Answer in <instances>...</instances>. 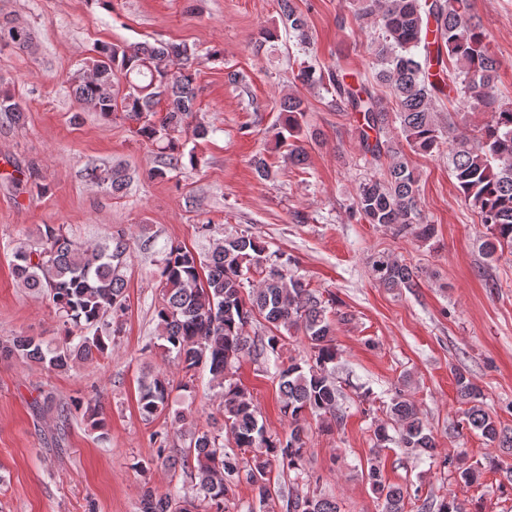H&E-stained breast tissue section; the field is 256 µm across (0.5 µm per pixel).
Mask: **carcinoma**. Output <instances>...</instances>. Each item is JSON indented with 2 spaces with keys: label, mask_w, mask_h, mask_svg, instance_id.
Segmentation results:
<instances>
[{
  "label": "carcinoma",
  "mask_w": 512,
  "mask_h": 512,
  "mask_svg": "<svg viewBox=\"0 0 512 512\" xmlns=\"http://www.w3.org/2000/svg\"><path fill=\"white\" fill-rule=\"evenodd\" d=\"M281 18L306 51L312 35L305 16L293 0H278ZM358 20H371L379 29L372 47L373 82L353 84L334 67L302 62L294 82L320 88L332 96L336 109L356 114L359 146L366 164L377 167L383 158L388 166L382 176L367 175L358 185L355 213L369 224L394 228L422 241L435 235V225L423 222L420 209V175L410 167L390 126L409 147L431 154L448 141L452 174L460 196L477 211L489 231L480 248L493 261L505 251L512 254V103L502 102L495 80L500 62L492 54L487 36L470 13V0H355ZM0 43L26 50L32 43L24 26L0 25ZM193 53L185 45L147 42L100 44L86 69L73 79L77 101L92 107L104 118L122 112L139 123L137 132L166 154L167 168L176 170L189 162L194 151L184 152L174 133L192 128L204 138L207 127L190 125L195 112L197 72ZM390 90L386 101L374 85ZM464 93L487 109V118L475 134L459 129L460 121L438 122L437 106L450 93ZM166 103L160 123L149 119ZM306 111L303 98L290 94L281 104L284 119L275 138L286 143L298 138L300 119ZM89 179L114 193L127 186L120 167L93 168ZM131 244L122 229L104 241L87 246L70 239L62 227L44 225L35 248L14 251V273L19 284L37 294H47L61 322V341L55 344L33 336H16L0 343V357L43 364L65 370L78 361H90L112 350L122 332L126 311L125 283L119 274ZM283 258L268 245L244 232L214 243L205 259L180 246L170 247L161 261L162 301L156 310L160 347L173 357L189 381L200 369L208 370L209 383L218 399L222 424L210 428L197 423L190 412L171 411L172 384L158 371L140 383L138 407L146 421L166 415L176 434L188 440L182 455L167 448L168 431H157L156 456L139 460L135 468L145 472L160 462L173 471L182 470L188 480L165 493L143 485L139 512H226L232 486L246 481L258 502L273 497L271 473L278 469L294 474L286 512H340L338 503L314 492H304L308 453V418L316 417L329 431L343 424L339 412L340 389L335 377L337 349L333 303L323 299L295 276H286ZM374 280L388 289L418 287L417 272L396 256L380 252L372 260ZM112 320H107V317ZM267 324L268 334L251 338L246 327L257 319ZM300 331L307 341L305 359L288 358L276 365L280 378L281 413L288 419L285 435L270 434L259 423L251 392L233 380V368L246 355L256 358L277 354L284 333ZM458 396L467 405L456 427L478 432L499 448L512 449V431L498 426L484 407V393L461 370L454 372ZM410 378L403 379L391 397L386 423L373 430L374 447L389 445L417 454L431 453L435 438L406 393ZM82 413L94 429L106 426V418L92 398L76 399L62 407ZM230 432L238 451L229 453L219 443ZM457 480L477 481L480 471L466 462L461 452L444 460ZM368 477L384 512H404L403 488L382 480L377 457L367 461Z\"/></svg>",
  "instance_id": "obj_1"
}]
</instances>
